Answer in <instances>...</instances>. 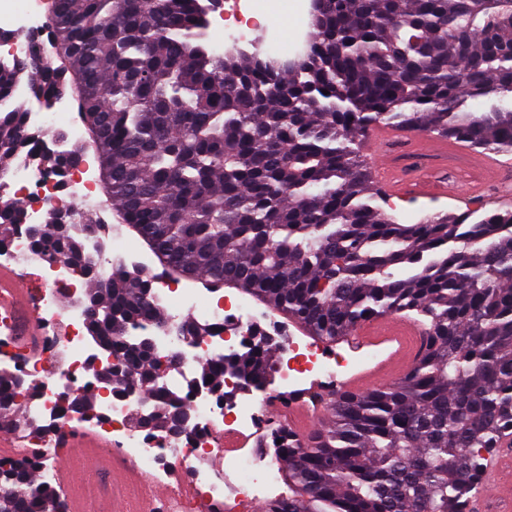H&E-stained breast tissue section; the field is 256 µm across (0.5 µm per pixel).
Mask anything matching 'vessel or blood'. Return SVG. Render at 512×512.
<instances>
[{
	"instance_id": "1",
	"label": "vessel or blood",
	"mask_w": 512,
	"mask_h": 512,
	"mask_svg": "<svg viewBox=\"0 0 512 512\" xmlns=\"http://www.w3.org/2000/svg\"><path fill=\"white\" fill-rule=\"evenodd\" d=\"M373 149L367 165L374 184L386 195L400 200L409 195L426 199L463 198L467 202L483 201L482 187L493 182L502 172V165L494 158L468 151L457 142L429 138L416 147H408L398 131L378 128L372 135ZM469 154L475 179L468 192H459L447 179V158ZM8 309L18 316L13 336L27 350L37 349L42 340L36 305L32 301L23 273L10 266L0 267V310ZM356 344H395L393 354L372 368L356 372L344 383L346 390L360 392L379 386L386 378L405 374L421 349V330L403 318H385L365 323L353 332ZM318 419V412L302 401L291 404L288 425L297 434L308 432ZM67 450V465L60 475L66 491L70 512H95V506L86 491L90 478L98 473H109L112 483V512H153L156 502L167 505L169 512H178L179 502L190 488L179 489L147 483L144 476L130 463L120 458H107L102 443L93 431L72 433L62 439ZM483 493L475 496L470 512H489L498 506L500 512H512V455L489 457L484 465Z\"/></svg>"
}]
</instances>
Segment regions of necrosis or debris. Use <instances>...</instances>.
<instances>
[{"label":"necrosis or debris","mask_w":512,"mask_h":512,"mask_svg":"<svg viewBox=\"0 0 512 512\" xmlns=\"http://www.w3.org/2000/svg\"><path fill=\"white\" fill-rule=\"evenodd\" d=\"M212 28L224 35L217 48L247 45L281 62L287 61L301 38L300 33L265 25L259 0H224ZM11 31L12 38L0 41V49L17 59L28 58L43 37L37 0H22L11 14ZM89 168V163L82 162L56 175L23 153L9 174L12 198L22 202L24 217L22 227L0 240V263L37 271L43 287L36 307L46 335L38 351L23 349L7 336L5 328L12 319L1 312L0 373L37 388L35 395L23 397L21 406L23 418L45 423L42 433L28 439L29 447L43 460L39 474L44 481L57 483L58 471L50 461L52 449L62 433L88 425L154 480L165 479L169 469H182L193 488L189 512H246L253 500L264 497L277 484L281 474L277 462L264 452L275 425L266 412L271 398L263 395L219 402L203 387L198 365L203 360L222 362L249 345L261 315L243 298L205 295L166 279H152L150 288L158 305L166 310L169 325L163 328L146 322L140 333L153 338L156 358L178 356L177 366L162 375L159 385L180 397L193 420L174 435L132 426V415L151 411L153 404L144 391L118 393L100 381L99 370L114 364L115 359L86 340L85 275L67 259H45L33 248L27 233L28 226L43 223L52 211L59 212L67 224L92 208L108 212V205L98 200L95 184L87 176ZM188 318L209 327V334L176 337L174 325ZM280 359L282 390L287 395L301 393L309 377L333 379L348 365L345 357L297 342L283 346ZM86 392L97 396L96 418L62 412L64 398ZM219 458L224 461L220 470L214 466Z\"/></svg>","instance_id":"1"}]
</instances>
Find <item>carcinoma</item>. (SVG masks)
I'll list each match as a JSON object with an SVG mask.
<instances>
[{
  "mask_svg": "<svg viewBox=\"0 0 512 512\" xmlns=\"http://www.w3.org/2000/svg\"><path fill=\"white\" fill-rule=\"evenodd\" d=\"M208 27L197 0H54L59 65L36 53L0 68V175L30 142L50 172L77 162L7 105L21 84L48 103L70 90L112 209L170 273L232 286L324 343L390 315L417 324L426 347L399 381L331 392V418L304 437L275 428L294 494L265 512H468L485 457L512 436V209L399 224L361 151L388 125L512 152V0H320L314 38L290 65L216 54ZM480 98L488 109L468 111ZM23 215L0 207V239ZM59 224L52 212L30 238L88 277L87 333L123 365L100 380L149 391L146 427L175 430L185 404L155 390L160 364L128 335L164 319L150 279L100 274L87 243L102 227ZM272 357L257 331L201 376L231 399L224 374L259 387ZM64 404L91 414L96 401ZM19 409L4 395L0 427L19 426ZM37 468L29 454L0 463V512H66Z\"/></svg>",
  "mask_w": 512,
  "mask_h": 512,
  "instance_id": "obj_1",
  "label": "carcinoma"
}]
</instances>
